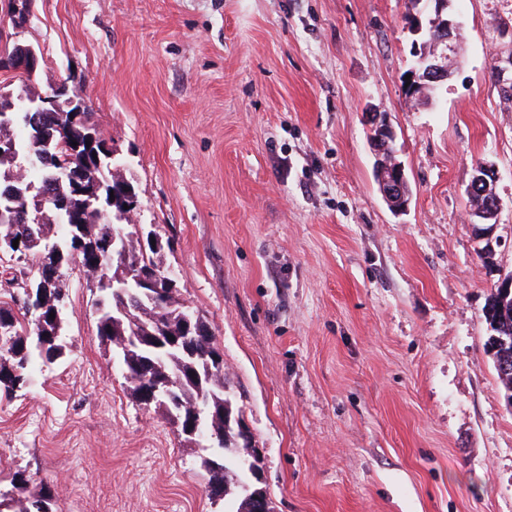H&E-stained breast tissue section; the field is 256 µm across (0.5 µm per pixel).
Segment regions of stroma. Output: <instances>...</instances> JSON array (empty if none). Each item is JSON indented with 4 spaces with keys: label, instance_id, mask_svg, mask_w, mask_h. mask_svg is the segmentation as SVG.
<instances>
[{
    "label": "stroma",
    "instance_id": "35a3bbf8",
    "mask_svg": "<svg viewBox=\"0 0 512 512\" xmlns=\"http://www.w3.org/2000/svg\"><path fill=\"white\" fill-rule=\"evenodd\" d=\"M432 0H32L0 37L79 82L168 240L180 298L207 321L263 462L273 512H512V409L483 307L512 272V101L492 78L512 0H456L464 50L408 97ZM18 81L10 90L20 92ZM386 114L412 196L374 179ZM492 165L495 252L466 188ZM65 356L0 394V490L16 472L51 512H224L165 412L133 397L65 274Z\"/></svg>",
    "mask_w": 512,
    "mask_h": 512
}]
</instances>
